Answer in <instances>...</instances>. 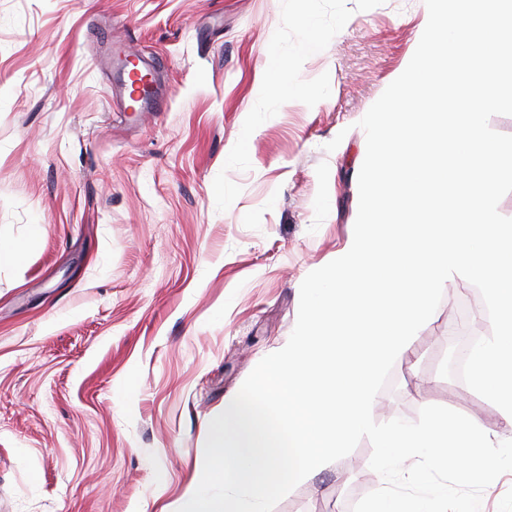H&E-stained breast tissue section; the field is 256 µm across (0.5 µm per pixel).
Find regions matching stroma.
Returning a JSON list of instances; mask_svg holds the SVG:
<instances>
[{"label":"stroma","instance_id":"obj_1","mask_svg":"<svg viewBox=\"0 0 512 512\" xmlns=\"http://www.w3.org/2000/svg\"><path fill=\"white\" fill-rule=\"evenodd\" d=\"M424 0H0V512H178L208 425L286 345L306 275L353 237L358 122ZM122 47L159 105L122 111ZM457 276L377 395L498 428L449 373ZM424 380L414 392L416 380ZM344 460L274 512H352Z\"/></svg>","mask_w":512,"mask_h":512}]
</instances>
